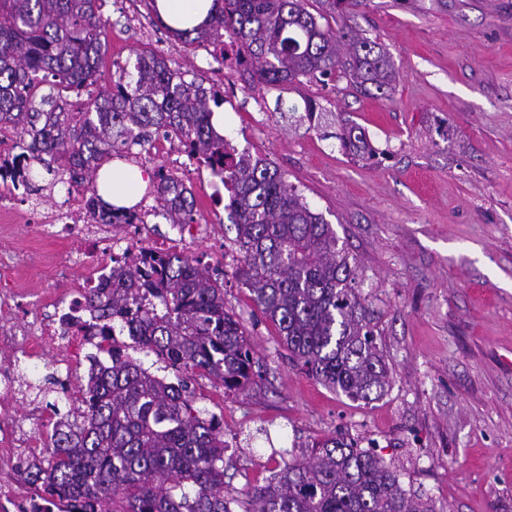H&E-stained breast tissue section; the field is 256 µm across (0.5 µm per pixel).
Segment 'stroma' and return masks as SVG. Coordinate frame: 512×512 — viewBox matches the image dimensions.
<instances>
[{
	"label": "stroma",
	"instance_id": "1",
	"mask_svg": "<svg viewBox=\"0 0 512 512\" xmlns=\"http://www.w3.org/2000/svg\"><path fill=\"white\" fill-rule=\"evenodd\" d=\"M103 84L153 45L186 61L205 85L230 83L224 136L273 162L311 208L332 224L357 266L390 387L354 401L308 376L279 343L276 327L233 275L221 183L199 163L170 167L195 197L207 238L183 250L224 280L226 307L243 320L264 365L248 393L186 373L198 407L222 417L230 447L224 488L264 484L280 450L307 452L337 434L375 444L405 489L433 498L438 512H512V0H362L354 21L390 53L398 71L387 98L346 81H302L290 101L316 100L325 122L344 112L386 158L346 156L322 128L275 110L278 89H249L224 77L201 47L186 51L145 0H106ZM92 253L90 238L44 237L37 225L1 224L0 253L24 296L67 295L81 269L62 275L61 248ZM27 394L0 393V409L27 416L44 403L67 410L47 364L20 366Z\"/></svg>",
	"mask_w": 512,
	"mask_h": 512
}]
</instances>
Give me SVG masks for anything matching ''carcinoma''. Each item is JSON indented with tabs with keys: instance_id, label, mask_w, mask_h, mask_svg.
Listing matches in <instances>:
<instances>
[{
	"instance_id": "1",
	"label": "carcinoma",
	"mask_w": 512,
	"mask_h": 512,
	"mask_svg": "<svg viewBox=\"0 0 512 512\" xmlns=\"http://www.w3.org/2000/svg\"><path fill=\"white\" fill-rule=\"evenodd\" d=\"M103 0H0V128L16 135L58 181L88 186L89 211L127 213L103 202L104 162L165 129L190 156L221 176L235 230V277L278 330L292 357L319 383L353 400L382 397L389 368L377 346L356 266L323 214L313 211L273 163L240 154L224 166V136L212 125L224 94L174 60L137 54L98 98L106 45ZM307 0H214L208 19L177 33L185 47L209 49L224 69V44L246 66L249 88L283 92L300 79H346L386 96L399 79L382 45L359 30L332 27ZM344 153L376 158L364 129L336 114ZM157 212L193 223L194 197L157 171ZM112 283L85 291L100 332L128 337L161 370H197L225 390L249 391L262 377L248 332L224 303V284L198 256L173 254L143 271L112 258ZM104 366L91 354L78 405L68 406L46 459L16 470L44 502L68 500L82 512H436L431 498L403 488L401 474L375 449L330 437L310 460L293 458L263 486L224 495V423L196 406L181 377L172 382L121 351Z\"/></svg>"
}]
</instances>
